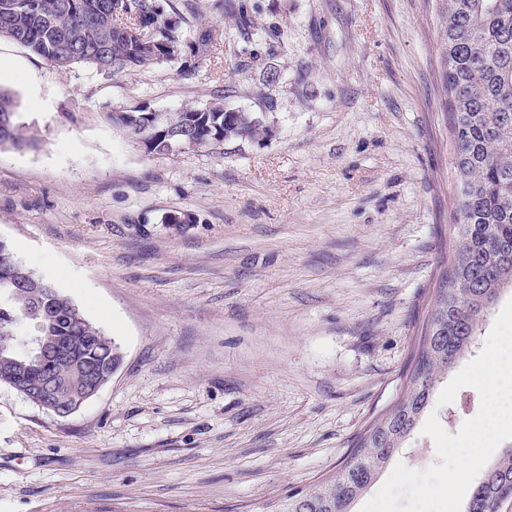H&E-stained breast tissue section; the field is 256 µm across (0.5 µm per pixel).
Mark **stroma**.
<instances>
[{
	"label": "stroma",
	"instance_id": "obj_1",
	"mask_svg": "<svg viewBox=\"0 0 512 512\" xmlns=\"http://www.w3.org/2000/svg\"><path fill=\"white\" fill-rule=\"evenodd\" d=\"M174 61L116 75L0 38L36 147L0 239L119 344L59 418L0 385V512H271L399 398L454 234L446 0H170ZM227 107L166 155L105 120ZM223 99L224 96H217L216 101L204 109L190 108L183 112L160 115L157 123L159 131L153 137L149 152L165 155L185 147L208 148L223 145L224 139L254 138L263 133L259 120L247 112L228 109ZM189 114L200 115L196 119H187ZM228 114L232 116L226 122ZM176 140L180 141L171 146V151L169 146Z\"/></svg>",
	"mask_w": 512,
	"mask_h": 512
}]
</instances>
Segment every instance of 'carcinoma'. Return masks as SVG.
<instances>
[{
  "mask_svg": "<svg viewBox=\"0 0 512 512\" xmlns=\"http://www.w3.org/2000/svg\"><path fill=\"white\" fill-rule=\"evenodd\" d=\"M148 24L159 46H181L179 25L164 17L157 0H0V37H7L57 67L86 65L115 74L171 61L145 55L120 37L118 25ZM453 158L457 172L452 254L436 278L435 306L423 323L407 387L397 404L364 433L336 475L309 492H292L275 512H341L371 484L399 442L430 404L435 383L476 339L477 327L499 291L512 285V0H448L444 48ZM17 100L0 87V146L32 148L36 134L16 123ZM141 110L109 112L106 119L132 138ZM149 152L171 153L176 140L194 148L219 146L228 138H254L260 121L229 109L223 97L158 120ZM49 312L45 336L72 347L70 359L51 362L58 391L51 403L69 401L91 363L109 371L121 364L114 339L91 323L66 294L0 245V384L12 386L35 372L29 352L18 350V327L38 291ZM512 498V449L485 472L463 512H498Z\"/></svg>",
  "mask_w": 512,
  "mask_h": 512,
  "instance_id": "carcinoma-1",
  "label": "carcinoma"
}]
</instances>
